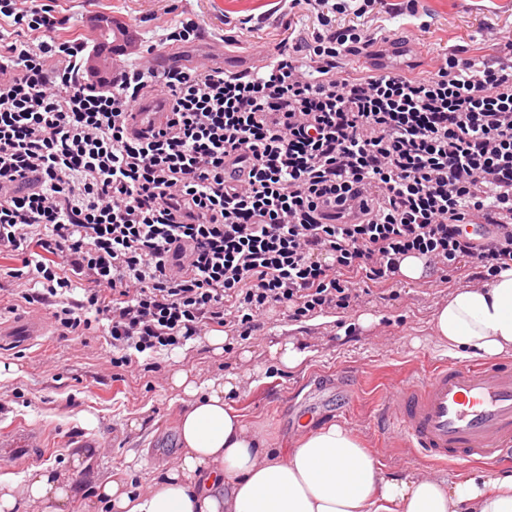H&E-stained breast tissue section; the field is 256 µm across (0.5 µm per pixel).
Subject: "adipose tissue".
<instances>
[{
	"mask_svg": "<svg viewBox=\"0 0 512 512\" xmlns=\"http://www.w3.org/2000/svg\"><path fill=\"white\" fill-rule=\"evenodd\" d=\"M434 339L452 357L512 354V269L451 292L433 314ZM173 383L189 401L176 420L182 454L140 491L112 480L100 496L113 512H512V474L474 473L448 482L411 473L384 478L360 438L331 423L304 433L287 455L265 448L227 403L239 375ZM78 489L39 467L26 478H0V512L41 502L52 512Z\"/></svg>",
	"mask_w": 512,
	"mask_h": 512,
	"instance_id": "obj_1",
	"label": "adipose tissue"
}]
</instances>
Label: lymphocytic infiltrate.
Returning a JSON list of instances; mask_svg holds the SVG:
<instances>
[{
	"label": "lymphocytic infiltrate",
	"mask_w": 512,
	"mask_h": 512,
	"mask_svg": "<svg viewBox=\"0 0 512 512\" xmlns=\"http://www.w3.org/2000/svg\"><path fill=\"white\" fill-rule=\"evenodd\" d=\"M387 6L288 0L279 42L236 73L143 65L201 40L183 16L95 81L54 0H0V257H22L23 299L61 335L104 333L120 369L219 329L249 339L280 305L296 321L352 311L410 254L512 268V39L410 75L382 63ZM361 55L369 68L342 69ZM154 94L167 130L130 134ZM231 155L247 183L225 184Z\"/></svg>",
	"instance_id": "1"
}]
</instances>
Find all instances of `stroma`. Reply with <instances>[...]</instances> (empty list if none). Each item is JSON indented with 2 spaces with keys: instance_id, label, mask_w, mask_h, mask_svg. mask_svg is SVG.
Returning a JSON list of instances; mask_svg holds the SVG:
<instances>
[{
  "instance_id": "stroma-1",
  "label": "stroma",
  "mask_w": 512,
  "mask_h": 512,
  "mask_svg": "<svg viewBox=\"0 0 512 512\" xmlns=\"http://www.w3.org/2000/svg\"><path fill=\"white\" fill-rule=\"evenodd\" d=\"M397 17L382 16L391 39L416 41L409 55L421 70H433L442 53L466 50L471 56L494 54L496 35L512 31V0H423L432 15L428 33H418L417 18L406 14V0H389ZM168 0H59L60 16L82 26L95 12L113 15L150 40L163 35ZM178 10L198 15L205 34L188 47L189 56L208 57L211 45L231 37L226 63L239 64L253 55L256 38L271 42L277 0H178ZM266 17L259 35L238 29L237 22ZM480 277L464 268L450 277L426 275L401 281L394 288L374 289L350 313L324 312L293 321L281 308L270 310L259 340L226 335L232 353H214L206 339L163 353L157 370L140 357L123 380L102 370L112 348L102 333L82 337L58 335L48 328L33 343H0V388L18 396L0 408V434L27 431L40 444L16 457L0 453V477L21 479L31 469L47 466L79 486L80 494L66 512H105L94 500L95 485L110 479L142 488L152 469L168 467L180 456L175 423L184 395L171 382L186 370L198 381L231 372L242 376L232 407L258 431L270 448L287 452L300 434L298 424L337 423L356 433L374 454L387 478L423 472L446 480L474 470L471 462L433 465L417 452L399 447L397 439L378 425L389 386L398 378H426L433 366L448 361L446 348L433 340L432 316L448 295L478 285ZM374 318L363 327V315ZM289 339L311 348L305 366L291 370L270 353L271 345ZM142 422L141 429L130 420ZM92 453L83 471L72 467L78 449Z\"/></svg>"
}]
</instances>
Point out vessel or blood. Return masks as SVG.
Wrapping results in <instances>:
<instances>
[{"instance_id": "1", "label": "vessel or blood", "mask_w": 512, "mask_h": 512, "mask_svg": "<svg viewBox=\"0 0 512 512\" xmlns=\"http://www.w3.org/2000/svg\"><path fill=\"white\" fill-rule=\"evenodd\" d=\"M134 39L124 22L112 23L113 68H120ZM129 128L149 132L168 121L163 100L137 103L127 113ZM36 319L19 321L7 334L18 341L43 335ZM384 430L403 447L420 451L434 465L512 458V365L463 361L434 367L423 382L401 379L389 388L381 415Z\"/></svg>"}]
</instances>
